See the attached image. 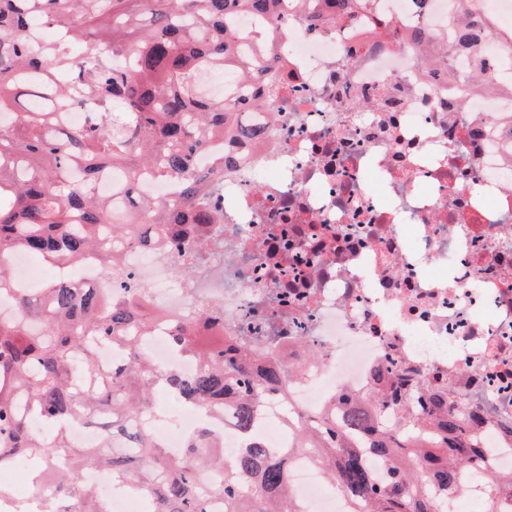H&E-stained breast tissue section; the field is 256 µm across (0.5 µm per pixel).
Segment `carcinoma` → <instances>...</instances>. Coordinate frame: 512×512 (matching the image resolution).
Returning a JSON list of instances; mask_svg holds the SVG:
<instances>
[{"mask_svg":"<svg viewBox=\"0 0 512 512\" xmlns=\"http://www.w3.org/2000/svg\"><path fill=\"white\" fill-rule=\"evenodd\" d=\"M371 0H318L323 11L346 16ZM280 0H0V296L14 288L7 270L11 253L23 251L51 265L76 264L95 253L113 271L111 247L150 245L167 238L171 258L211 243L220 248L213 205L224 177V157L207 168L199 154L215 138L240 142L251 130L235 123L236 104L204 95L199 73L237 71L251 79L266 64L240 61L239 35L228 25L235 13L263 16ZM488 39L477 23L455 35L462 51ZM431 63L440 46L425 30L412 38ZM107 46L110 52L85 61L73 45ZM492 60L484 57L468 80L482 87ZM96 111L80 129L67 131L64 119L83 100ZM126 172L127 204L116 213L93 192L98 176ZM174 184L175 197L148 199L150 178ZM44 301L18 299L17 312L0 316V469L40 460L45 469L66 457L69 468L53 477L41 512H109L87 488V467L112 472V484L135 496L144 512H210L214 499L223 512H299L288 492L284 460L257 434L260 403L286 391L291 371L277 363L258 364L231 343L204 346L200 328L221 312L204 307L196 318L172 328L177 352L195 360L191 377L155 368L148 358L152 324L127 298L99 305L97 291L54 280ZM109 344L124 356L107 375L95 374L99 347ZM96 380L94 392L78 380ZM381 395L412 409L402 428L374 414L375 404L353 401L344 423L329 418L306 423L296 447L306 452L363 512H442L448 493L462 487L477 449L466 431L482 418H461L448 410V397L418 381L378 376ZM163 388L185 405L224 408L235 400L244 447L217 457L215 434L207 426L174 458L136 415L152 414L151 396ZM112 409V429L124 437L129 453L112 456L99 448H80L67 424ZM40 418L55 427L36 435ZM386 463L384 484L376 483L370 460ZM210 468L209 483L198 473Z\"/></svg>","mask_w":512,"mask_h":512,"instance_id":"obj_1","label":"carcinoma"}]
</instances>
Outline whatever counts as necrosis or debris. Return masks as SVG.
<instances>
[{
	"instance_id": "necrosis-or-debris-1",
	"label": "necrosis or debris",
	"mask_w": 512,
	"mask_h": 512,
	"mask_svg": "<svg viewBox=\"0 0 512 512\" xmlns=\"http://www.w3.org/2000/svg\"><path fill=\"white\" fill-rule=\"evenodd\" d=\"M475 12L489 26L499 60L492 89L460 77L472 58L421 66L417 47L372 44L370 30L424 27L450 47ZM242 45L272 65L240 104L262 131L241 144L212 140L199 163L225 151L215 206L224 246L196 279L178 281L157 248L123 246L122 265L147 286L137 294L157 326L152 362L191 375L167 324L192 317L205 300L224 318L201 342L230 340L261 361L300 373L285 397L261 403L267 446L287 449L288 489L302 512H350L321 468L294 449L289 425L332 414L343 396L365 395L378 371L397 370L448 396L454 411L484 419L477 464L448 512L487 498L492 479L512 475V0H377L371 14L317 18L314 0H289L276 18L237 14ZM284 39L267 36L270 27ZM400 94L403 107L383 100ZM56 280L95 288L108 301L97 256L57 266ZM210 427L225 454L241 434L231 410L184 406L165 431L180 457Z\"/></svg>"
}]
</instances>
